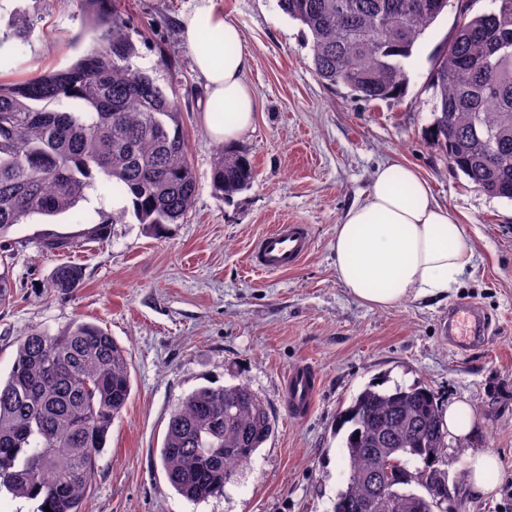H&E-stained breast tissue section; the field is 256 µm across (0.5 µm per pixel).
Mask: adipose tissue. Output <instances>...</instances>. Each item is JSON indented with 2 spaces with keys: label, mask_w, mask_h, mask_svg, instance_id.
I'll return each instance as SVG.
<instances>
[{
  "label": "adipose tissue",
  "mask_w": 512,
  "mask_h": 512,
  "mask_svg": "<svg viewBox=\"0 0 512 512\" xmlns=\"http://www.w3.org/2000/svg\"><path fill=\"white\" fill-rule=\"evenodd\" d=\"M222 36L219 46L209 37ZM182 35L207 94L205 121L210 134L235 145L255 121V101L245 74L251 56L241 50V31L215 0H198L184 15ZM222 106L230 119L216 122ZM466 227L434 197L415 168L400 163L378 166L363 199L347 208L336 226L332 248L336 271L359 302L378 308L408 298L440 296L471 263Z\"/></svg>",
  "instance_id": "obj_1"
}]
</instances>
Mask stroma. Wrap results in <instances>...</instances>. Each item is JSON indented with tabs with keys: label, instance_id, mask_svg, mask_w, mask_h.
Returning a JSON list of instances; mask_svg holds the SVG:
<instances>
[{
	"label": "stroma",
	"instance_id": "35a3bbf8",
	"mask_svg": "<svg viewBox=\"0 0 512 512\" xmlns=\"http://www.w3.org/2000/svg\"><path fill=\"white\" fill-rule=\"evenodd\" d=\"M217 2L238 24L252 57L245 80L256 119L238 148L255 167L253 184L230 201L212 188L222 144L205 123L204 82L179 25L195 0H115L129 18L135 64L187 97L184 132L197 175L193 208L183 223L158 232L113 225L106 242L78 244L62 258L33 243L11 250L6 261L14 290L0 305V375L8 374L29 330L54 334L78 320L107 329L128 352L131 396L112 423L86 512H332L347 472L339 413L377 380L389 388L424 382L443 409L467 402L470 436L446 442L454 460L448 512H512V202L474 188L425 135L432 106L427 77L435 51L453 31L455 10L439 17L406 60L404 95L366 102L318 81L307 32L277 0ZM44 13L49 35L22 49L21 74L69 65L73 55L60 46L86 24L79 0L64 6L46 0ZM163 57L168 67H160ZM388 162L416 167L438 201L466 224L473 261L447 294L378 309L354 299L340 281L332 240L343 212ZM124 204L101 178L76 211L33 216L18 233L48 224L75 232L80 217ZM283 223L306 225L309 256L283 274L253 271V243ZM65 263L82 268L81 284L49 292L48 281ZM463 300L493 320L488 342L468 356L449 347L440 330L449 307ZM303 362L319 387L311 410L295 416L284 380ZM238 383L262 398L275 430L223 497L193 503L169 485L158 458L169 416L199 387ZM476 450L500 462L487 495L468 479L466 458Z\"/></svg>",
	"mask_w": 512,
	"mask_h": 512
}]
</instances>
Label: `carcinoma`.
I'll return each mask as SVG.
<instances>
[{
	"label": "carcinoma",
	"mask_w": 512,
	"mask_h": 512,
	"mask_svg": "<svg viewBox=\"0 0 512 512\" xmlns=\"http://www.w3.org/2000/svg\"><path fill=\"white\" fill-rule=\"evenodd\" d=\"M43 0L0 16V49L46 35ZM92 47L70 65L0 79V242L34 215L74 210L103 176L130 205L99 212L94 223L160 229L192 210L197 177L174 87L132 61L124 14L110 0H81ZM277 0L310 35L311 66L327 86L364 101L400 97L405 60L451 0ZM459 9L449 42L429 74L433 106L427 139L451 168L483 193L512 201V0ZM248 155L221 148L215 194L229 199L254 181ZM82 268L57 267L48 287L76 288ZM128 352L104 328L76 322L50 334L33 329L18 341L0 379V489L38 502L36 512H82L112 421L130 398ZM346 486L334 512H444L448 472L444 424L435 392L417 382L366 386L341 415ZM271 411L245 384L204 386L171 413L159 451L169 485L189 501L224 496L240 467L274 431Z\"/></svg>",
	"instance_id": "1"
}]
</instances>
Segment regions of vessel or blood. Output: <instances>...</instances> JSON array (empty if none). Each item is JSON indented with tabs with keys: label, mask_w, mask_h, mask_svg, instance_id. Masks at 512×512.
Instances as JSON below:
<instances>
[{
	"label": "vessel or blood",
	"mask_w": 512,
	"mask_h": 512,
	"mask_svg": "<svg viewBox=\"0 0 512 512\" xmlns=\"http://www.w3.org/2000/svg\"><path fill=\"white\" fill-rule=\"evenodd\" d=\"M90 229H83L78 235H67L45 229L38 234L39 246L57 242V254L69 253L78 240H94ZM312 241L304 225L277 224L264 233L255 243L250 263L257 270L280 273L295 267L311 250ZM444 330L449 341L459 351H469L475 344L489 336V324L484 313L469 303L455 304L448 311ZM288 405L293 414H301L310 407L316 391L317 378L307 368L295 367L288 371L285 381Z\"/></svg>",
	"instance_id": "vessel-or-blood-1"
}]
</instances>
